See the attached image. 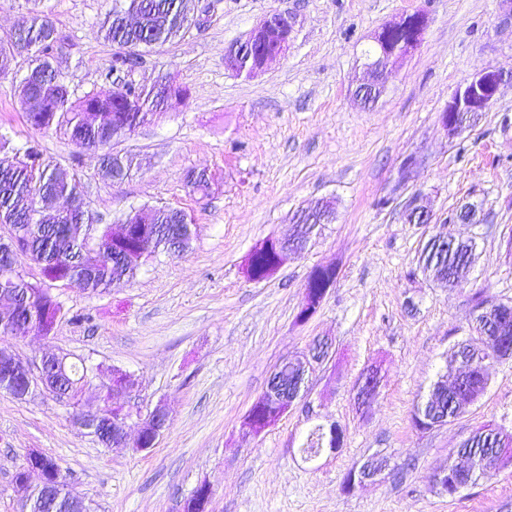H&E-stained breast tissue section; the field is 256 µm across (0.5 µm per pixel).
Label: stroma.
Here are the masks:
<instances>
[{"instance_id": "stroma-1", "label": "stroma", "mask_w": 512, "mask_h": 512, "mask_svg": "<svg viewBox=\"0 0 512 512\" xmlns=\"http://www.w3.org/2000/svg\"><path fill=\"white\" fill-rule=\"evenodd\" d=\"M195 24L181 40L142 54L131 81L172 76L189 91L158 120L115 144L136 157L130 176L106 177L102 153L62 131H35L18 98L16 72L0 75V137L13 148L42 146L67 168L100 224L141 205L187 212L186 251L149 256L133 280L89 294L80 282L51 288L62 312L49 337L20 328L0 348L26 361L56 351L97 371L82 403L98 404L112 368L138 383V405H164L154 447L112 450L80 431L73 408L41 388L18 399L0 390V512H20L12 476L29 452L55 458L90 512H182L208 484L209 512H512V468L484 474L448 497L430 482L448 451L476 426L512 432V359L492 363L489 385L458 419L414 426L415 405L445 373L448 350L469 336L474 296L512 302V11L502 0H193ZM112 0H44L61 38L56 59L77 92L105 83L114 58L98 38ZM292 16L285 57L256 77L224 67V49L264 15ZM420 11V46L392 67L378 100L355 90L367 78L372 36ZM486 68L504 80L479 122L449 137L440 115L463 82ZM207 171L211 191L193 194L185 176ZM321 197L336 221L266 280H249L253 246L287 236L294 214ZM429 224L403 218L413 202ZM479 221L456 224L461 203ZM445 233L471 238L476 263L458 288L422 274L424 242ZM336 280L316 312L298 321L304 286L320 265ZM328 354L309 393L258 436L240 426L273 368L315 342ZM378 367L381 386L359 406L354 385ZM336 425L343 445L305 459L318 426ZM389 457L375 482L345 491L365 457Z\"/></svg>"}]
</instances>
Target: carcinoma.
Returning a JSON list of instances; mask_svg holds the SVG:
<instances>
[{
  "label": "carcinoma",
  "mask_w": 512,
  "mask_h": 512,
  "mask_svg": "<svg viewBox=\"0 0 512 512\" xmlns=\"http://www.w3.org/2000/svg\"><path fill=\"white\" fill-rule=\"evenodd\" d=\"M192 25L189 0H112L110 10L100 22L98 36L108 43L121 46H162L185 36ZM280 34L272 30L255 41L235 60L237 70L247 74L260 65L264 53L273 48ZM59 38L53 20L44 12L29 8L5 39L0 38V72L15 69L17 58L26 57V73L18 82V96L27 121L38 131L53 127L62 128L78 147L109 149L112 142L124 135V128L141 126L154 115L166 111L171 96L166 89L144 91L133 85L118 90L102 87L75 96L62 73L55 65L54 50ZM94 113L88 121L87 114ZM18 164L9 158H0V224H20L25 228V247L22 255L29 258L50 276L81 273L82 255L103 240L112 237V226L97 224L95 215L87 208L74 211L54 210L38 214L36 195L75 198L80 195L74 175L62 167L50 169L43 165L40 145L30 144ZM103 168L110 177L122 179L133 168V157L111 151L103 156ZM143 213L144 223L151 225L148 235L151 255L159 250H186L193 237V220L186 212L169 207L144 206L117 218L116 223L126 224ZM129 247L113 242L102 254L98 269L83 278V284L93 294H99L120 281L132 280L140 263L125 260ZM474 245L469 239H457L444 248L428 241L423 246L419 267L433 278L457 288L467 282L473 266ZM281 265L278 253L272 248L254 247L245 268L247 278L264 280ZM494 312V301L479 298L472 329H483L486 319ZM466 351L464 344L453 346L446 356V369L465 376V388L448 393L441 403H436L440 391L434 383L421 407L414 412L417 425L427 424L438 414H448L452 421L465 412L467 404L487 388L486 367ZM86 385L84 367L72 364L61 376V388L76 396ZM504 448L512 449V433L491 424L472 430L456 448L448 452V472H453L462 460L471 469L470 483L474 484L483 473L485 463L496 457ZM54 496L69 491L60 465L50 456H41Z\"/></svg>",
  "instance_id": "carcinoma-1"
}]
</instances>
